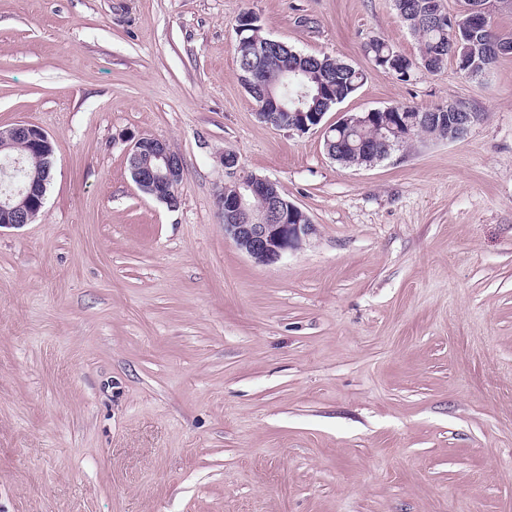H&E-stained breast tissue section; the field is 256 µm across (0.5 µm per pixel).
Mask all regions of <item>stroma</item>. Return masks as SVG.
<instances>
[{
	"mask_svg": "<svg viewBox=\"0 0 512 512\" xmlns=\"http://www.w3.org/2000/svg\"><path fill=\"white\" fill-rule=\"evenodd\" d=\"M362 70L324 117L480 112L371 166L261 121L239 17ZM394 0H0V128L55 146L0 229V512H512V57L409 81ZM183 160L144 196L127 135ZM317 232L274 264L224 235L220 162Z\"/></svg>",
	"mask_w": 512,
	"mask_h": 512,
	"instance_id": "obj_1",
	"label": "stroma"
}]
</instances>
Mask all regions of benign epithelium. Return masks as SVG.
Wrapping results in <instances>:
<instances>
[{"label":"benign epithelium","instance_id":"obj_1","mask_svg":"<svg viewBox=\"0 0 512 512\" xmlns=\"http://www.w3.org/2000/svg\"><path fill=\"white\" fill-rule=\"evenodd\" d=\"M284 42L265 38L254 40L239 36L235 45L236 57L252 64L269 60ZM258 116L268 124L280 128L281 112H287L283 97L268 88L257 95ZM325 113L304 111L297 108L288 112L287 129L297 133L319 130L324 139H330L338 127L389 129V113L372 110L352 114L334 124L323 123ZM434 112H417L401 121V128L416 131L431 123ZM126 151L129 170L138 190L164 204H169L171 188L184 177V166L179 154L169 144L156 137L131 135L127 138ZM21 143L26 154L14 160V166L32 164L33 172H25L21 187L0 193V228L20 227L36 219L45 200L47 183L54 166V144L48 133L40 126L21 121L0 129V146L8 147ZM224 172L234 180L241 190L232 196L217 197L224 217V236L256 262L273 264L288 252L303 246L314 234L316 225L295 204L285 201L277 190V184L269 179L238 173V159L228 154L224 159Z\"/></svg>","mask_w":512,"mask_h":512}]
</instances>
